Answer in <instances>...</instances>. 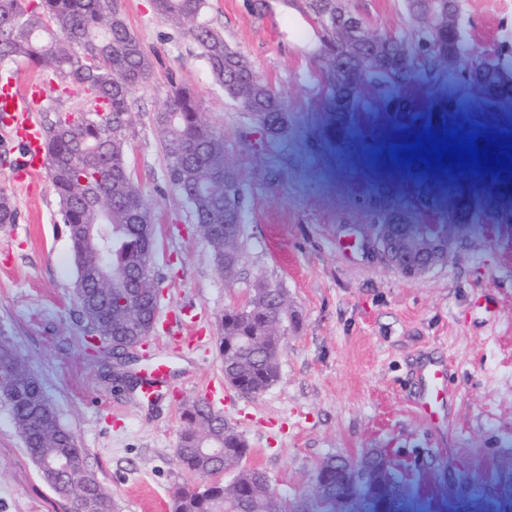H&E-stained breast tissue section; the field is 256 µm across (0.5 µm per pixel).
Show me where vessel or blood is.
Returning <instances> with one entry per match:
<instances>
[{"mask_svg":"<svg viewBox=\"0 0 512 512\" xmlns=\"http://www.w3.org/2000/svg\"><path fill=\"white\" fill-rule=\"evenodd\" d=\"M41 95L38 84H30L23 93L14 79L0 80V131L7 136L0 147L13 157L10 177L18 184L37 181L46 174L45 145L32 117ZM421 376L423 390L418 409L423 416L431 418L447 396V370L444 365L431 363L423 368Z\"/></svg>","mask_w":512,"mask_h":512,"instance_id":"b4317fda","label":"vessel or blood"}]
</instances>
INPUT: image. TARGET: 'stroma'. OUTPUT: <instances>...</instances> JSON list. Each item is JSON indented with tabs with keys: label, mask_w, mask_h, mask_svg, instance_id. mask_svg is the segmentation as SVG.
I'll return each mask as SVG.
<instances>
[{
	"label": "stroma",
	"mask_w": 512,
	"mask_h": 512,
	"mask_svg": "<svg viewBox=\"0 0 512 512\" xmlns=\"http://www.w3.org/2000/svg\"><path fill=\"white\" fill-rule=\"evenodd\" d=\"M112 2L153 63L133 93L127 164L152 206L162 293L140 366L165 364L166 384L148 400L88 358L58 199L48 180L13 183L2 152L0 189L18 219L0 224V336L40 378L114 512H167L175 491L193 484L175 459L181 412L223 377L217 321L259 282L288 309L278 327L280 377L257 396L230 392L217 408L251 449L243 467L265 472L291 512H317L315 478L326 457L356 463L374 448L388 451L419 512H474V480L496 498L512 477V181L397 163L389 150L414 142L411 120L423 112L433 113L436 131L448 122L498 134L499 105L463 86L415 84L374 110L329 111V73L301 0H269L261 17L244 0H207L202 22L286 100L288 130L270 138L153 0ZM351 4L373 31H409L404 0ZM457 22L458 65L487 52L512 58V0H460ZM174 84L196 94L249 193L243 262L231 281L166 183L154 116ZM394 205L450 224L446 260L414 279L370 244L380 209ZM184 312L200 336L190 349L171 332ZM430 361L447 364L452 393L431 422L415 406L417 372ZM67 509L0 407V512Z\"/></svg>",
	"instance_id": "stroma-1"
}]
</instances>
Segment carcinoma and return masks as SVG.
Segmentation results:
<instances>
[{
	"instance_id": "carcinoma-1",
	"label": "carcinoma",
	"mask_w": 512,
	"mask_h": 512,
	"mask_svg": "<svg viewBox=\"0 0 512 512\" xmlns=\"http://www.w3.org/2000/svg\"><path fill=\"white\" fill-rule=\"evenodd\" d=\"M305 14L320 33V55L330 69L329 104L337 112L365 106L360 85L375 92L398 93L415 83L439 87L474 82V69H448L442 55L448 46V0H406L413 28L410 37L378 34L366 45L349 34L365 18L349 0H304ZM156 12L186 30L216 82L242 112L251 114L270 137L288 129V110L281 96L255 72L249 59L215 30L198 22L206 0H153ZM26 63L51 84L76 83L88 96L86 109L67 112L41 102L40 114L48 175L69 232L74 263L76 301L86 324L112 342L134 344L150 328L154 276L140 278L138 258L153 250L152 207L126 160L134 101L132 90L147 82L152 63L139 38L113 8L111 0H0V64ZM487 72L478 88L487 99L491 89L512 85V67L501 56L477 59ZM155 126L167 159L169 185L187 202L194 224L220 259L218 272L234 278L242 264L239 239L247 203L234 166L224 157V141L201 116L197 100L171 86L166 108L155 114ZM95 219L103 238L88 231ZM11 197L0 191V224L15 222ZM279 291L266 285L253 289L248 305L224 309L218 321V347L233 345L222 358L232 387L259 395L279 379L277 325L285 317ZM0 405L13 423L42 479L68 502L72 512H112V497L85 465V451L63 425L41 380L11 345L0 351ZM185 428L201 438L224 434V424L210 405H187ZM63 460L70 472L51 468ZM177 464L196 482L179 491L170 512H212L219 501L238 512H288V502L270 495L265 473L239 471L231 483L213 477L217 464L186 448ZM383 465L380 475L364 480L355 470ZM331 492L321 499V512H398L404 492L392 460L373 451L357 465L334 457L322 463ZM345 496L342 506L336 496Z\"/></svg>"
}]
</instances>
